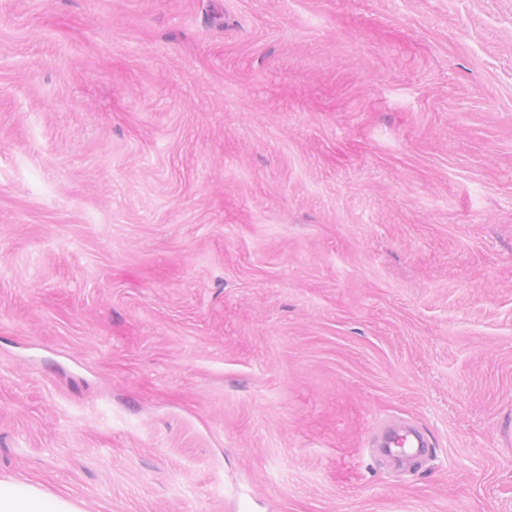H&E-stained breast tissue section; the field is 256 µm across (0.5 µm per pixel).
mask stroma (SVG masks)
<instances>
[{
    "label": "stroma",
    "mask_w": 512,
    "mask_h": 512,
    "mask_svg": "<svg viewBox=\"0 0 512 512\" xmlns=\"http://www.w3.org/2000/svg\"><path fill=\"white\" fill-rule=\"evenodd\" d=\"M0 481L512 512V0H0ZM413 437L415 440V443L413 444V448H416L415 450V456H422L425 454H428L430 444L426 438V436L419 431L417 428H415L412 425H408V430H406L404 433H400L398 431H394L393 434L390 435L389 441L386 444L387 447L392 448H404L406 442L408 441V437Z\"/></svg>",
    "instance_id": "obj_1"
}]
</instances>
